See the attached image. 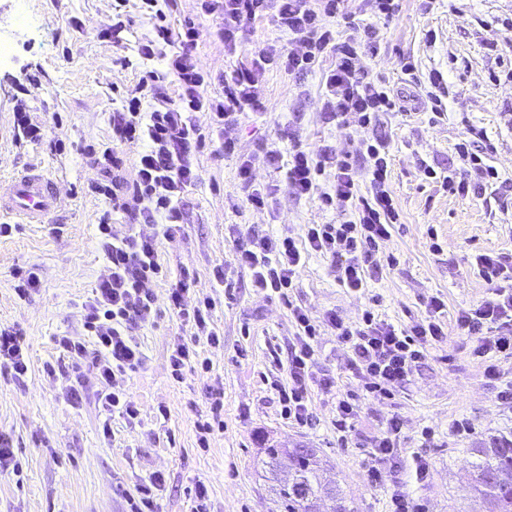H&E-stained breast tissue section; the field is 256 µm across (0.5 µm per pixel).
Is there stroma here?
Wrapping results in <instances>:
<instances>
[{
  "label": "stroma",
  "mask_w": 512,
  "mask_h": 512,
  "mask_svg": "<svg viewBox=\"0 0 512 512\" xmlns=\"http://www.w3.org/2000/svg\"><path fill=\"white\" fill-rule=\"evenodd\" d=\"M177 5L171 25L190 20L200 28L195 56L216 78L259 45L288 40L265 18L248 25L236 53L228 54L215 35L216 17L200 15L195 0ZM119 11L127 28L116 46L101 32ZM74 17L82 30L72 29ZM378 28L377 50L364 64L403 96L407 114L386 115L372 130L337 128L321 117L318 73L291 75L276 68L264 77L267 110L243 112L221 134L208 113H197L205 136L196 154L200 178L181 202L182 237L159 244L169 274L155 288L158 318L139 332L144 364L120 381L138 402L140 421L131 427L114 420L113 436L105 442L94 397L73 406L44 366L59 356L55 336L83 332L78 304L104 266L96 224L104 218L126 221L107 200L89 193L98 169L84 147L110 145V113L144 69L136 47L153 38V22L139 0L121 8L115 0H0V39L13 43L10 55L0 59V180L36 169L56 182L63 199L45 223L23 224L0 237V325L24 330L30 360L23 383L0 374V430L12 435L22 464L21 474H0V512H124L127 496L155 471L166 475L158 512H190L200 481L210 489L213 512H272V482L261 465L267 440L282 448H315L326 479L341 483L354 512H389L390 496L399 488L413 494L422 512H482L467 474L474 448L512 432V409L497 397L512 382V358L476 357L474 340L457 328L455 317L495 294L479 275L474 255L512 250V209L503 205L512 199V61L489 48L492 41L512 39V0H439L430 12L420 0H400L396 16ZM430 30L431 42L425 39ZM124 57L129 65H121ZM406 57L419 74L443 73L449 91L445 117L434 118L417 82L402 73ZM19 106L45 123L42 140L16 138L13 112ZM289 125L309 150L334 144L355 160L363 139L377 135L390 143L402 222L380 247L386 261L381 278L363 291L342 287L329 259L319 255L309 257L285 300L256 291L250 272L230 264L236 248L252 238L298 236L305 225L332 224L340 217L339 209L296 197L282 171L262 165L254 175L257 183L274 187L270 206L258 212L242 205L238 160L225 156L223 136L237 138L245 154L267 143L285 150L289 142L280 133ZM464 137L474 140L499 172L478 200L450 193L419 171L424 163L441 173L461 170L455 145ZM222 262L230 266L229 281L217 288L211 270ZM30 265L39 266L41 285L22 300L12 272ZM184 266L196 272L197 296L215 302L213 320L224 334V347L211 352L210 373L177 382L169 373L168 350L186 330L169 311L167 296ZM434 297L445 303L446 336L391 398L366 395L347 369L346 345L325 330L314 342V370L334 376L336 390H312L308 424L282 416L277 388L288 382V356L298 337L291 305L316 316L333 311L350 323L369 310L409 328L425 320ZM490 364L497 378L486 376ZM213 386L224 390V430L203 452L194 446L195 422L207 414ZM341 395L358 406L343 441L336 433ZM161 404L167 416L159 415ZM394 415L403 421L397 452L381 486L373 488L364 466L373 441ZM460 421L469 425L468 434L455 432ZM417 457L429 465L420 485L408 478Z\"/></svg>",
  "instance_id": "stroma-1"
}]
</instances>
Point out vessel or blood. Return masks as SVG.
<instances>
[{
	"label": "vessel or blood",
	"instance_id": "vessel-or-blood-1",
	"mask_svg": "<svg viewBox=\"0 0 512 512\" xmlns=\"http://www.w3.org/2000/svg\"><path fill=\"white\" fill-rule=\"evenodd\" d=\"M58 204L57 185L44 173L28 171L0 182V213L22 223H43Z\"/></svg>",
	"mask_w": 512,
	"mask_h": 512
}]
</instances>
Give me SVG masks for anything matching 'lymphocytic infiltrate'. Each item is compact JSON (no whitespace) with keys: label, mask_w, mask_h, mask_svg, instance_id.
<instances>
[{"label":"lymphocytic infiltrate","mask_w":512,"mask_h":512,"mask_svg":"<svg viewBox=\"0 0 512 512\" xmlns=\"http://www.w3.org/2000/svg\"><path fill=\"white\" fill-rule=\"evenodd\" d=\"M175 2L140 0L141 11L155 18L157 24L154 37L139 43L137 53L147 61L161 59L164 67L145 71L120 109L113 111L112 145L101 154L100 181L91 186L113 208L127 213L131 224L122 229L97 225L104 270L91 296L81 304L85 333L57 337L63 357L44 367L49 377L67 381V397L72 404H81L87 392H94L104 416L102 434L107 439L112 436V415H119L130 425L139 420V406L119 380L144 363L138 331L157 316L154 284L163 273L158 242L180 236L184 222L180 203L199 179L195 154L204 136L195 113H210L216 127L232 126L237 114L266 109L263 77L267 70L307 71L326 56L332 62L321 74L325 120L340 128L364 129L377 125L384 114L404 109L398 94L368 75L363 59L374 52L379 31L372 25L355 30L351 0H198L202 14L219 15L220 37L228 51H235L247 23L268 16L288 35V46L265 45L255 51L249 63L224 74L222 89L216 94L210 92L211 77L194 54L200 38L198 27L187 22L175 28L166 21V11ZM340 20L350 29L343 37L336 32ZM171 81L178 89L174 97L167 92ZM128 144L142 147L135 161L136 177L129 184L114 175L124 164L120 149ZM456 149L465 163L462 172L442 177L424 163L421 173L429 179L441 178L443 186L455 194L483 196L497 179V169L468 143H459ZM360 154L363 164L358 167L336 146L326 144L312 152L296 139L288 153L270 146L263 149L261 157L241 159L239 176L245 200L254 209L267 208L270 199L269 192L254 182V167L259 163L284 168L285 181L297 197L314 196L322 207L340 203L350 209L338 223L306 225L302 237L264 235L237 247L234 262L250 271L254 288L286 296L312 253L329 258L337 281L350 291H360L368 281L381 276L379 245L390 238L400 220L391 187L389 144L381 138L363 141ZM324 176L332 179L330 189L320 186ZM138 224L158 226L160 233L135 232ZM476 266L481 277L494 285L496 297L460 311L456 325L474 338L477 357H512V251L478 255ZM195 281V271L182 268L168 296L170 310L191 330L190 339L175 340L168 355L171 375L177 381L183 380L186 372L211 369L212 363L201 355L199 343L213 349L224 346L223 334L211 324L213 302L208 297H194ZM428 307V319L406 330L370 312L357 323L347 324L330 312L315 318L305 308L292 306L299 341L288 360V384L279 390L286 418L300 425L307 423L310 387L329 391L336 386L331 376L313 375L312 341L321 329H330L347 345L348 369L365 391L387 397L392 388L409 382L428 347L445 336L439 320L444 302L434 297ZM28 371L22 334L0 327V372L21 379ZM401 430L402 421L394 415L376 438L365 470L370 486L380 485L383 466L391 460Z\"/></svg>","instance_id":"f902f5d3"}]
</instances>
